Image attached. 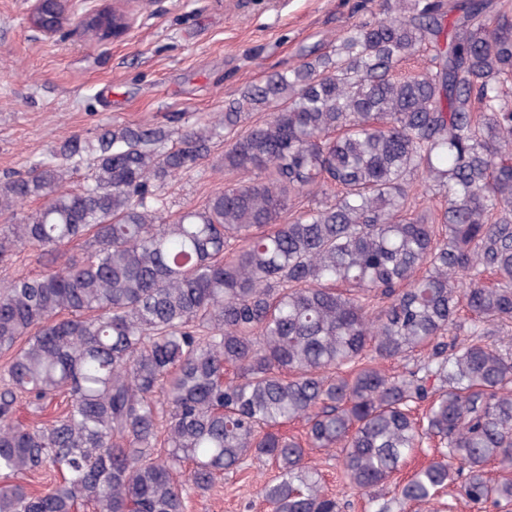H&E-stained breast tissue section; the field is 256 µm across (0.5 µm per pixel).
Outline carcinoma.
<instances>
[{"instance_id":"carcinoma-1","label":"carcinoma","mask_w":512,"mask_h":512,"mask_svg":"<svg viewBox=\"0 0 512 512\" xmlns=\"http://www.w3.org/2000/svg\"><path fill=\"white\" fill-rule=\"evenodd\" d=\"M371 3L332 52L216 117L76 135L0 182V255L88 244L0 285V512H185L187 487L267 462L271 512H340L310 449L338 450L348 484L390 512L375 489L431 440L403 503L462 475L466 503H512V355L483 340L512 321V14ZM122 21L103 10L81 33ZM421 52L435 70L395 74ZM220 141L217 168L240 180L168 219L161 188ZM419 184L444 208L418 210ZM416 355V371L377 366ZM62 391L63 415L16 419L20 400ZM295 421L302 442L281 431ZM40 472L56 476L41 492L17 482Z\"/></svg>"}]
</instances>
